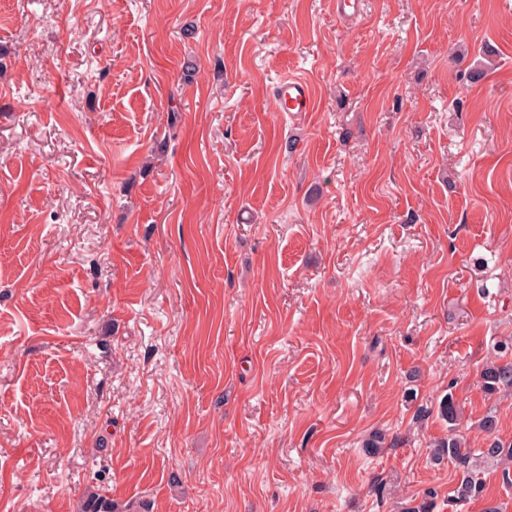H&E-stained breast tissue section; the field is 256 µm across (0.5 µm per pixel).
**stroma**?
<instances>
[{
  "label": "stroma",
  "mask_w": 512,
  "mask_h": 512,
  "mask_svg": "<svg viewBox=\"0 0 512 512\" xmlns=\"http://www.w3.org/2000/svg\"><path fill=\"white\" fill-rule=\"evenodd\" d=\"M359 2L0 0V512H483L429 444L512 439V0ZM280 112H309L313 107L312 90L304 79L291 76L281 80L274 93ZM478 385L490 396L512 392V360L486 363L478 374ZM79 512H130L128 508H121L118 504L112 501L107 495L103 494L98 488L96 491L91 492L82 501L78 509Z\"/></svg>",
  "instance_id": "obj_1"
}]
</instances>
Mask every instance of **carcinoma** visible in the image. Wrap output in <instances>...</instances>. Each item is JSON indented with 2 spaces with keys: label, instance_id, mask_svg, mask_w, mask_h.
I'll use <instances>...</instances> for the list:
<instances>
[{
  "label": "carcinoma",
  "instance_id": "cac0c4a2",
  "mask_svg": "<svg viewBox=\"0 0 512 512\" xmlns=\"http://www.w3.org/2000/svg\"><path fill=\"white\" fill-rule=\"evenodd\" d=\"M478 385L490 396L511 393L512 360L485 364L478 374ZM438 414L448 422V435L433 444L432 457L436 461L448 460L458 475L449 502L463 505L483 497L486 487L484 473L492 466L502 468L503 480L508 484L512 482V441L505 442L495 435V415L489 412L479 421V427L488 433L485 446L471 448L459 430L461 416L453 395L440 402ZM79 512H131V508L119 507L98 489L82 501Z\"/></svg>",
  "mask_w": 512,
  "mask_h": 512
}]
</instances>
